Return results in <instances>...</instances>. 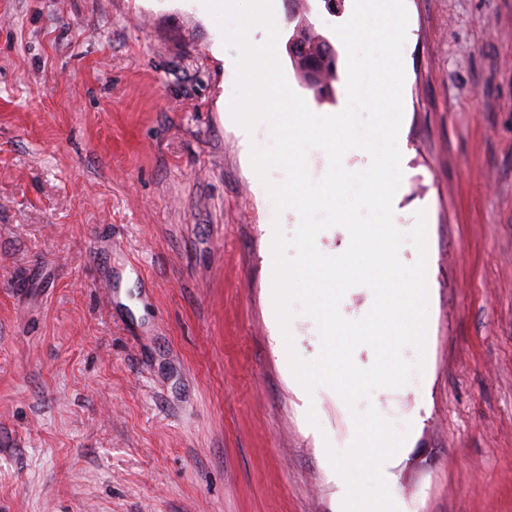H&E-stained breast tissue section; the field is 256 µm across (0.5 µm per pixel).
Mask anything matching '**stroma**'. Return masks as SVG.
I'll return each mask as SVG.
<instances>
[{"label":"stroma","mask_w":512,"mask_h":512,"mask_svg":"<svg viewBox=\"0 0 512 512\" xmlns=\"http://www.w3.org/2000/svg\"><path fill=\"white\" fill-rule=\"evenodd\" d=\"M398 228L427 218L428 325L408 383L360 400L409 429V512H512V0H405ZM309 109L346 88L353 0H273ZM201 0H0V512H336L325 446L270 321L267 224L229 118L236 67ZM306 16L338 56L317 97ZM111 288H101L103 280ZM317 424H309L308 412Z\"/></svg>","instance_id":"35a3bbf8"}]
</instances>
